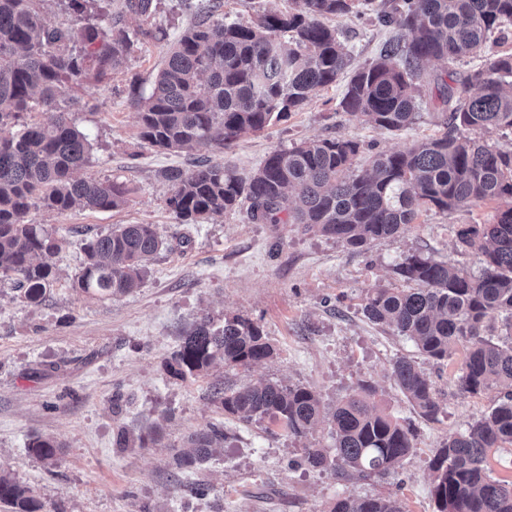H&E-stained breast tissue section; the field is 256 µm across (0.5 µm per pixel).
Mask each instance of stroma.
Masks as SVG:
<instances>
[{"mask_svg":"<svg viewBox=\"0 0 512 512\" xmlns=\"http://www.w3.org/2000/svg\"><path fill=\"white\" fill-rule=\"evenodd\" d=\"M332 24L357 66L372 61L392 34L371 10ZM165 53L164 44L141 41L110 79L88 85L70 108L93 144L83 176L118 179L129 196L112 211L34 208L28 215L66 243L54 258L58 277L40 303L0 288V471L33 489L48 512H329L340 496L392 497L404 512H435L429 463L436 449L490 412L500 390H458L463 352L444 366L421 358L407 337L365 317L363 298L379 286L399 287L393 269L412 252L471 266L455 249V230L492 223L495 204L429 211L359 251L300 224L254 223L242 207L200 223L180 220L167 205L162 174L190 171L195 155L242 175L271 150L310 139H353L368 156L434 135L436 115L421 112L399 131L376 129L341 110L342 76L302 110L223 150L160 151L138 136L136 94L150 90ZM120 224L156 225L165 245L136 291L105 301L80 295L73 280L86 239ZM204 317L217 326L234 318L259 324L275 356L249 370L217 366L174 377L167 361ZM400 357L418 360L444 394L440 420L420 417L401 392L392 375ZM259 376L311 388L329 408L361 380L372 381L379 403L413 426L415 448L395 474L367 481L302 464L304 447L333 450L329 426L297 439L269 420L225 414L211 400L214 385ZM212 426L223 430V448L195 469L179 468L176 457L189 436ZM121 432L128 447L116 445ZM38 435L59 443L56 464L29 453ZM143 436L150 439L145 448Z\"/></svg>","mask_w":512,"mask_h":512,"instance_id":"stroma-1","label":"stroma"}]
</instances>
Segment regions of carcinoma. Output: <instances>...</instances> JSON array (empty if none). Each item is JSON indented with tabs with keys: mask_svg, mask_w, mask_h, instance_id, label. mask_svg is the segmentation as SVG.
I'll return each mask as SVG.
<instances>
[{
	"mask_svg": "<svg viewBox=\"0 0 512 512\" xmlns=\"http://www.w3.org/2000/svg\"><path fill=\"white\" fill-rule=\"evenodd\" d=\"M49 0H0V126L39 109L46 122H25L0 137V282L8 281L36 304L56 278L53 257L64 238L28 220L40 205L111 211L127 202L118 180L80 178L92 143L72 123L61 101L75 88L101 83L119 69L135 43L164 41L156 23L157 0H115L112 23L93 22L98 0H68L72 20L49 27ZM286 12H265L249 24L209 15L184 29L170 46L151 92L138 99L139 137L161 150L224 148L298 112L322 88L351 70L340 101L343 111L375 127L401 130L426 108L439 114L437 135L399 150H382L357 169L360 144L344 138L305 141L272 150L256 170L239 175L205 160L185 173H167L168 204L183 220L198 222L247 205L259 224H303L360 249L391 238L423 210L448 212L480 203L499 207L492 224H464L459 249L473 257L477 273L422 253L394 268L403 288H373L363 312L414 342L439 364L465 346L459 390H502L499 403L459 434H451L430 461L436 512H512V481L489 475L492 449L512 444V342L487 335L505 317L512 329V150L461 136L460 130H512V49H498L509 35L512 0H380L378 20L398 28L371 62L351 68L352 55L331 17L351 11L355 0H291ZM485 54L484 68L464 71V60ZM436 64L428 71L426 65ZM164 245L152 224H121L84 245L79 293L109 300L140 288L145 262ZM274 355L261 327L246 319L212 326L195 323L171 354L182 378L220 360L250 369ZM392 372L400 389L428 421L442 400L416 361L401 357ZM376 388L363 380L332 412L313 390L255 378L236 388L214 386L225 413L243 420L269 418L302 438L328 419L336 444L302 449L312 467L338 468L359 478L383 477L414 448L412 426L380 408ZM224 447V431L197 432L183 464L198 465ZM59 444L36 436L29 452L47 463ZM0 503L11 512H46L34 491L0 473ZM331 512H403L391 497H342Z\"/></svg>",
	"mask_w": 512,
	"mask_h": 512,
	"instance_id": "1",
	"label": "carcinoma"
}]
</instances>
